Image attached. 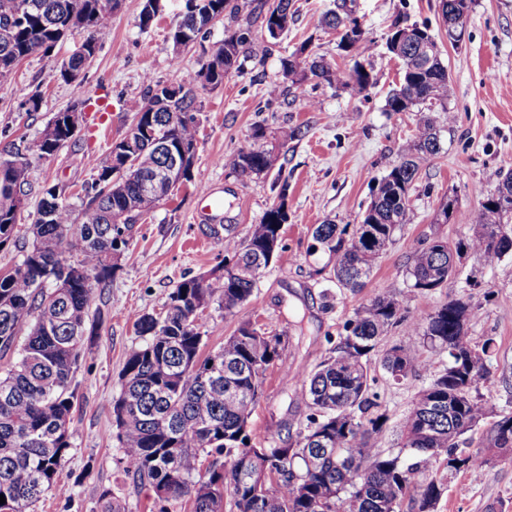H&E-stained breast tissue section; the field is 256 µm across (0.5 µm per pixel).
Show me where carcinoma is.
Returning <instances> with one entry per match:
<instances>
[{
	"label": "carcinoma",
	"instance_id": "obj_1",
	"mask_svg": "<svg viewBox=\"0 0 512 512\" xmlns=\"http://www.w3.org/2000/svg\"><path fill=\"white\" fill-rule=\"evenodd\" d=\"M230 0H197L198 16L183 15L171 35L173 50L191 42L214 19L224 14ZM267 14L293 20L292 0H268ZM474 0H441L443 21L466 27ZM84 14L86 36L67 59L71 69L84 68L109 36L113 7L110 0H0V79L20 61L47 54L72 33L73 14ZM322 23L345 30L338 47L365 57L373 45L365 34L350 41L356 23L347 12L331 10ZM243 36L229 34L216 42L207 63L181 78L178 91L166 93L160 83H148L137 108L138 125H153L159 140L142 139L135 151V168L120 173L123 160L100 167L86 183L75 205L56 186L45 190L32 224V240L18 264L0 271V352L12 349L22 330L27 335L20 358L0 373V512H27L42 495L58 488V473L73 447L72 414L77 398L75 375L82 358L83 338L96 291L110 287L118 260L128 248L140 213L132 210L144 180L167 161V145L196 144L194 87L218 86L240 71ZM388 51L402 64L399 85L386 100L389 112H408L427 106L448 111V67L437 41L423 26L394 23L386 41ZM301 45L283 61L284 78L293 83L308 76L331 82L333 74L314 60L305 67ZM342 82L359 93L371 88L372 70L354 61ZM253 140L229 156L227 167L241 177L269 173L279 160L274 151ZM70 140L58 136L52 149L38 140L34 149L11 148L24 160L0 168V248L15 236L18 213L11 203L25 194L33 158L50 156ZM440 143L430 121L404 146L398 162L381 179L360 224L327 220L312 232V252L333 261V283L353 292L367 287L380 254L393 242L410 211L409 191L423 162L438 154ZM287 185L278 201L236 239L224 227V260L256 267L247 279L217 268L208 278L183 280L159 314L143 313L133 321L143 343L132 351L121 375L120 392L112 398L115 440L125 472L135 487L148 486L155 495L156 512H168L166 503L186 500L192 512H224L218 483L231 488L236 512H400L410 499L417 512H435L445 487L426 473L444 465L448 470L474 473L495 456L512 457V413L498 415L482 447L463 455L456 452L460 436L494 415L479 393L491 376L488 360L493 340L482 344L468 336L469 307L450 299L431 312L407 315L403 301L376 295L344 325L333 355L302 375L309 409L304 431L293 448H266L251 454L248 418L261 396L267 369L288 351L290 334H269L242 318L224 346L201 356L203 332L194 313L195 303L215 304L224 315L246 310L258 277L282 257L281 229ZM476 221L479 230L454 246L435 237L419 244L406 266L409 287L431 292L448 287L464 256L485 263L512 255V213L487 197ZM75 264L90 273L85 283L64 269ZM401 326L409 339L393 345L382 359L391 380L400 384L426 370V348L448 354V365L431 375L416 395L401 429L400 450L377 448L387 415L380 410L376 382L367 364L380 338ZM211 458L202 468V456ZM277 478L257 489L252 475L258 467Z\"/></svg>",
	"mask_w": 512,
	"mask_h": 512
}]
</instances>
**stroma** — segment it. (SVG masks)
Returning <instances> with one entry per match:
<instances>
[{
	"instance_id": "obj_1",
	"label": "stroma",
	"mask_w": 512,
	"mask_h": 512,
	"mask_svg": "<svg viewBox=\"0 0 512 512\" xmlns=\"http://www.w3.org/2000/svg\"><path fill=\"white\" fill-rule=\"evenodd\" d=\"M264 0H237L239 10L213 21L195 40L174 52L169 34L181 20L184 0H162L149 28L139 26L144 0H121L112 16V34L101 43L81 74L89 97L108 95L111 112L89 110L76 134L53 156L35 160L29 194L18 221L15 244L0 250V270L22 258L44 188L67 186L78 194L95 177L114 142L130 129L147 81L169 84L206 63L212 45L233 31L244 32L242 70L222 85L197 87V153L191 182L168 200L157 203L133 230L131 244L119 261L112 284L95 295L85 336V356L76 373L78 401L73 410V448L58 480L70 496L46 492L29 512H100L103 492H110L125 512H153L149 488L134 487L121 463L112 398L120 389V373L129 354L142 343L133 329L139 313L163 311L170 294L184 279L208 274L224 264V241L201 216L199 192L213 188L224 199L219 223L232 235L246 237L251 225L276 201L280 186L288 188V222L282 230V261L260 277L247 305L252 320L270 331L290 327L285 359L266 372L261 396L248 423L258 448L295 443L306 424L308 408L301 375L310 373L334 347L345 321L367 299L393 295L410 315L432 311L450 298L467 303L468 334L474 342L493 339L491 378L481 392L499 412H512V256L487 264L467 256L446 288L410 292L405 269L413 249L435 237L457 243L469 240L478 226L475 214L494 190V172L512 169V0H475L461 42L450 44L441 22L440 0H354L373 53L365 67L378 81L358 95L342 85L309 79H285L282 61L300 45L331 69L345 71L354 59L338 47L335 32L324 28L323 14L334 0H293L294 17L279 39L267 36ZM428 26L448 67V109L432 113L440 151L419 171L410 189L406 224L383 251L368 288L358 293L336 288L327 256L311 254L312 230L325 220L356 224L372 191L413 138L423 113L390 112L386 99L401 79V63L386 48L395 21ZM83 39L75 33L57 43L50 54L18 63L0 80V148L33 144L55 113L72 107L77 97L60 76L62 60ZM280 96H270L271 85ZM40 95L38 111L29 100ZM263 129L266 148L279 156L270 173L242 178L224 167L234 152ZM455 198L447 223H437L442 202ZM402 328L387 333L369 363L376 378L380 409L388 421L380 441L397 450L400 426L414 396L432 372L448 363L447 353L427 349V371L395 384L381 365L385 349L405 342ZM444 483L436 512H512V461L495 459L479 477L439 469Z\"/></svg>"
}]
</instances>
